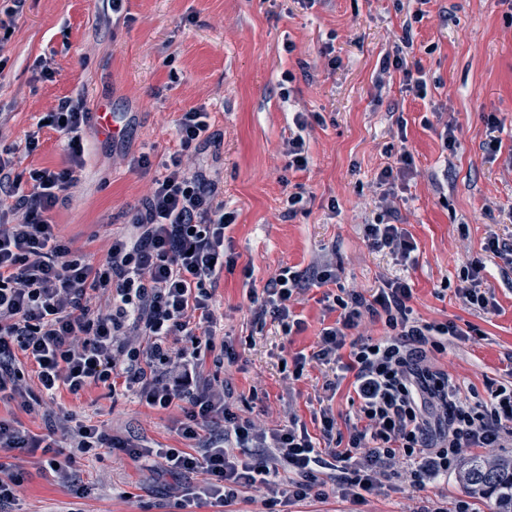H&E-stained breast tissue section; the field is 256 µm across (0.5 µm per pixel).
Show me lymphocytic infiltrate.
<instances>
[{
    "mask_svg": "<svg viewBox=\"0 0 512 512\" xmlns=\"http://www.w3.org/2000/svg\"><path fill=\"white\" fill-rule=\"evenodd\" d=\"M385 57L377 83L401 74L406 92L426 98L428 86L406 59L412 48ZM90 118L86 96L63 97L44 116L63 137L68 165L55 170L14 172V150L0 152V399L24 411L33 405L23 390L18 360L34 368L42 393H79L104 386L134 394L158 409L179 407L178 434L199 440L204 429L220 423L222 442H210L201 455L177 449H150L127 440L123 449L135 460L162 459L175 476L202 474L200 484L186 483L178 498L180 512H197L206 504L227 505L242 490L262 493L268 512L285 500L306 498L320 481L323 451L296 416L287 425L263 429L241 418L229 403L230 388L204 378L206 360L223 365L229 346H215L218 316L215 291L225 268L235 259L224 248L226 232L236 220L224 205L217 179L189 165L190 149L209 144L212 117L200 105L176 119V146L153 175L149 194L136 207L127 232L113 236L103 258L63 240L54 220L57 206L68 201L85 166L84 128ZM412 164L401 150L398 166L383 167L376 177V222L365 237L377 251H388L401 265L417 261V244L402 226L396 186ZM330 266L305 271L278 270L266 283L260 304L284 334L302 330L293 309L303 288H324L326 310L336 313L309 352L292 358L290 377L300 380L306 365L327 368L324 389L336 392L349 381L357 401V422L348 436L335 435L331 406L319 415L325 439L335 440L331 455L341 462L336 491L364 502L377 491L380 478L401 460L415 462L412 477L422 486L455 472L463 449L499 448L512 440V384L488 383L487 400L470 403L447 372L432 368L431 353L444 352L449 339L463 337L454 321L427 322L413 317L410 283L384 280L371 294L335 293ZM383 322L385 336L358 335L364 319ZM98 426L72 425L67 414L45 422L44 433L20 421L0 419V453L42 455L63 484L77 480L60 465L64 449L81 452L103 447ZM261 448L264 456L240 460L234 449ZM289 480H282L281 470Z\"/></svg>",
    "mask_w": 512,
    "mask_h": 512,
    "instance_id": "lymphocytic-infiltrate-1",
    "label": "lymphocytic infiltrate"
}]
</instances>
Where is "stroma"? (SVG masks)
Returning a JSON list of instances; mask_svg holds the SVG:
<instances>
[{"label": "stroma", "mask_w": 512, "mask_h": 512, "mask_svg": "<svg viewBox=\"0 0 512 512\" xmlns=\"http://www.w3.org/2000/svg\"><path fill=\"white\" fill-rule=\"evenodd\" d=\"M124 9L125 18L116 21L102 0H28L0 70V111L8 115L0 146L23 141L59 98L80 92L123 115L125 138L115 143L88 124L81 181L54 212L62 235L99 257L150 185L149 176L131 170V158L149 150L163 159L175 144V119L207 105L221 141L193 153L191 165L218 177L237 215L226 232L237 264L216 290L224 318L214 329L215 344L231 343L236 359L220 369L207 365L205 375L230 384L239 416L272 429L293 413L310 435H321L314 413L324 370L307 367L292 382L280 362L310 351L320 329L334 322L322 289L298 294L294 309L305 328L289 336L271 317L258 316L249 298L286 266L331 265L337 287L366 295L384 279H408L414 317L475 329L435 357L463 395L482 400L488 382L512 380V265L485 249L493 234L512 243L511 6L502 0H317L310 7L304 0H126ZM418 11L424 17L417 22ZM407 33L413 39L407 62L428 83L424 99L397 79L382 89L375 84L381 61ZM39 58L49 61L53 80L37 79ZM439 108L456 127L455 149L447 154L433 127ZM298 111L316 117L305 132L303 171L289 168L286 154ZM493 133L502 147L492 156L482 145ZM61 141L58 132L43 129L37 152L17 153V172L65 167ZM404 147L413 165L398 190L401 217L418 245V261L408 268L364 237L378 214L372 182ZM299 186L308 199L285 218L286 197ZM476 259L486 267L482 287L496 309L465 305L456 293L464 267ZM247 266L254 271L249 280ZM47 410L93 421L114 438L137 437L149 448L191 447L175 431L178 411L153 409L103 386L43 399L32 414L0 401V418L36 433ZM64 454L85 493L28 458L13 512H179L178 480L160 460L136 462L113 447ZM334 474L325 469L322 494L289 502L284 512H452L468 496L456 474L416 488L399 468L380 492L356 505L337 493Z\"/></svg>", "instance_id": "35a3bbf8"}]
</instances>
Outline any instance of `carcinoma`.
Instances as JSON below:
<instances>
[{"label": "carcinoma", "instance_id": "1", "mask_svg": "<svg viewBox=\"0 0 512 512\" xmlns=\"http://www.w3.org/2000/svg\"><path fill=\"white\" fill-rule=\"evenodd\" d=\"M459 479L469 492L489 501L494 512H512V460L474 454L460 463Z\"/></svg>", "mask_w": 512, "mask_h": 512}]
</instances>
